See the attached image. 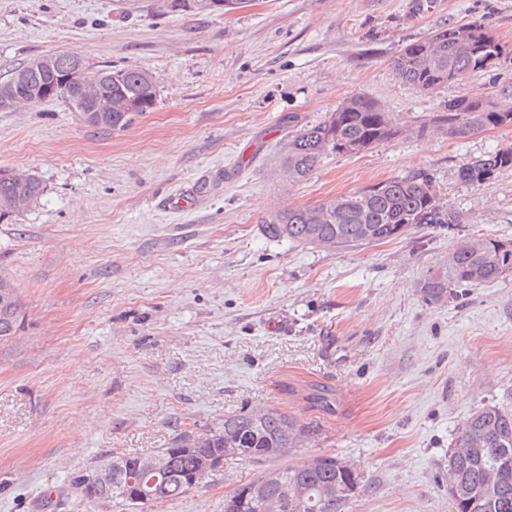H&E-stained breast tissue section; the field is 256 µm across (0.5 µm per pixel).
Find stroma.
<instances>
[{
  "instance_id": "obj_1",
  "label": "stroma",
  "mask_w": 512,
  "mask_h": 512,
  "mask_svg": "<svg viewBox=\"0 0 512 512\" xmlns=\"http://www.w3.org/2000/svg\"><path fill=\"white\" fill-rule=\"evenodd\" d=\"M475 20L512 48V0H250L227 14L168 13L162 0H0V82L76 51L158 84L153 110L121 130L90 126L61 101L0 111V169L45 187L0 222V276L24 313L0 342V512H123L88 501L75 477L257 405L317 437L215 469L143 512H224L240 484L321 455L363 475L345 512H454L459 427L485 404L512 411V273L436 304L419 288L457 241L512 240V170L480 186L457 176L512 147V125L452 138L430 120L457 96L501 101L512 68L423 93L391 62ZM356 94L401 135L325 155L288 181L291 127ZM422 170L454 228L421 224L331 251L263 231L280 208ZM195 182L193 205L168 209L167 195ZM316 385L331 390V409L308 403Z\"/></svg>"
}]
</instances>
